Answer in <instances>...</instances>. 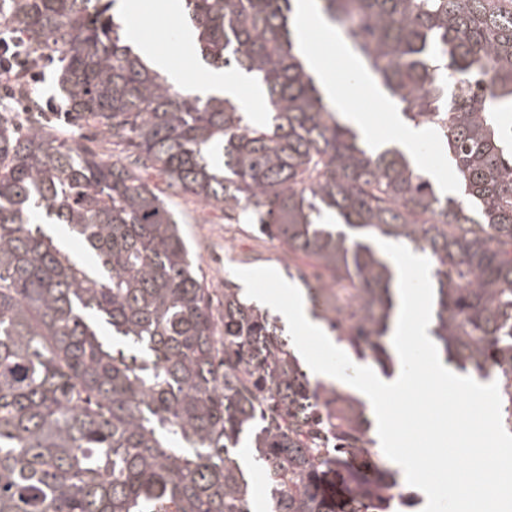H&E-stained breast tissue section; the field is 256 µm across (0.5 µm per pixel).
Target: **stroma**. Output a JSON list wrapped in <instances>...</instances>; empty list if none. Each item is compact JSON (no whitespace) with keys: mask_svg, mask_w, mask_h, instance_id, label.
Masks as SVG:
<instances>
[{"mask_svg":"<svg viewBox=\"0 0 512 512\" xmlns=\"http://www.w3.org/2000/svg\"><path fill=\"white\" fill-rule=\"evenodd\" d=\"M135 13L127 24L136 41L151 45L164 55L172 72L177 73L176 88L188 94L211 78L214 71L199 52L185 53L181 44V29L185 18H173L159 7V0H134ZM304 35L313 53L325 66L337 89L345 96L350 108L364 115L377 140L378 147L393 146L391 121L401 118L402 107L388 96L378 81L364 71L362 64L349 49L344 35L329 38L327 33L305 27ZM415 164L429 174L434 182H454L458 174L449 166L443 143L434 131H426L412 149ZM149 183L170 199L181 220V232L192 257L199 264L212 295L213 312H220L224 301V282L233 278L235 269L271 267L280 274L314 276L315 270L302 260L289 256L280 243L251 231L246 224H228L221 208L191 199L173 196L166 182L150 175Z\"/></svg>","mask_w":512,"mask_h":512,"instance_id":"35a3bbf8","label":"stroma"}]
</instances>
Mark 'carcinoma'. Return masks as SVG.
Instances as JSON below:
<instances>
[{
	"mask_svg": "<svg viewBox=\"0 0 512 512\" xmlns=\"http://www.w3.org/2000/svg\"><path fill=\"white\" fill-rule=\"evenodd\" d=\"M15 2L3 25L35 64L53 47L71 121L136 157L106 162L42 125L20 135L0 113V512H251L229 454L245 436L270 512H388L400 486L379 456L347 461L375 445L362 403L332 388L311 412L278 316L226 280L214 320L150 171L324 270L312 316L383 371L394 272L322 218L429 254L445 363L495 377L512 427V0H319L407 120L442 132L465 202L340 122L295 53L294 0H185L206 59L259 84V120L176 90L135 52L118 0Z\"/></svg>",
	"mask_w": 512,
	"mask_h": 512,
	"instance_id": "carcinoma-1",
	"label": "carcinoma"
}]
</instances>
